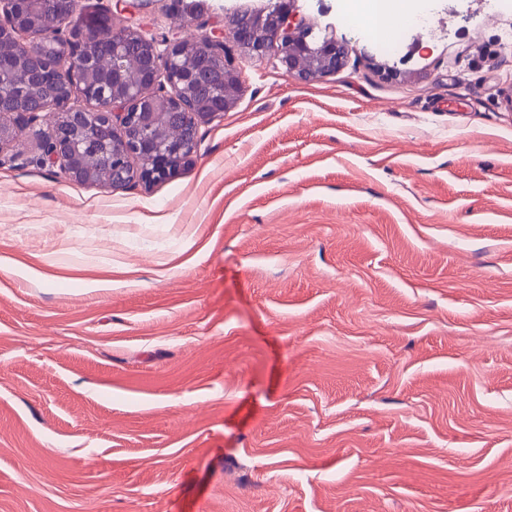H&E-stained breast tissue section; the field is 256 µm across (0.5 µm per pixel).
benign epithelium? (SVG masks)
<instances>
[{"mask_svg": "<svg viewBox=\"0 0 512 512\" xmlns=\"http://www.w3.org/2000/svg\"><path fill=\"white\" fill-rule=\"evenodd\" d=\"M175 12L184 21H197L204 12L203 0H179ZM0 15V40L22 45L28 62L22 71L34 83L59 77L77 84L82 73L94 66L91 45L99 40L102 21L112 23V12H87L81 0H0ZM250 19L246 33L231 18L229 38L249 58L271 60L293 80L312 81L334 73L344 67L352 52L344 41L313 40V26L297 14L291 0H280ZM119 31L123 38L144 45L142 83L115 85L110 97L85 86L64 100L51 95L35 106L8 111L0 104V154L32 128L41 149L36 162L57 166L69 179L82 182L91 179L92 171L74 134L89 131L110 136L121 141L112 150V166L106 173V184L114 190L138 181L168 180L193 161L200 121L223 116L243 91L242 71L234 64L224 37L204 32L156 40L132 25L121 26ZM49 32L58 36V49L51 57L44 44ZM193 53L222 66V87L207 102H197L193 90L210 84L209 70L202 65H178L179 58ZM172 125L191 127L195 137L190 142L176 138L167 143L154 138V131Z\"/></svg>", "mask_w": 512, "mask_h": 512, "instance_id": "1", "label": "benign epithelium"}]
</instances>
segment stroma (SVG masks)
<instances>
[{"label":"stroma","mask_w":512,"mask_h":512,"mask_svg":"<svg viewBox=\"0 0 512 512\" xmlns=\"http://www.w3.org/2000/svg\"><path fill=\"white\" fill-rule=\"evenodd\" d=\"M234 59L177 177L0 165V512H512V14ZM115 24L180 31L170 0Z\"/></svg>","instance_id":"1"}]
</instances>
